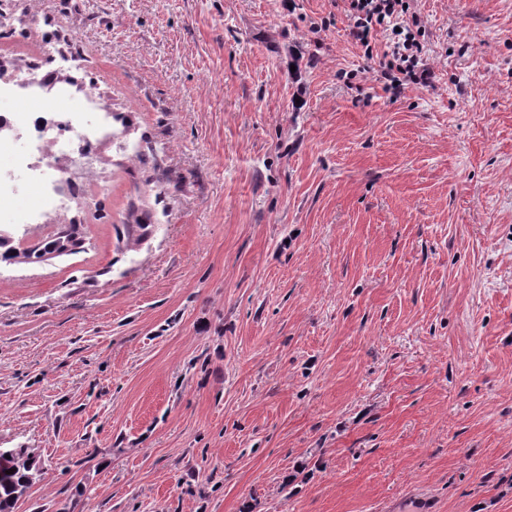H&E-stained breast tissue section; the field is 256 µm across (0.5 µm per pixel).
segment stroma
Wrapping results in <instances>:
<instances>
[{
	"label": "stroma",
	"mask_w": 512,
	"mask_h": 512,
	"mask_svg": "<svg viewBox=\"0 0 512 512\" xmlns=\"http://www.w3.org/2000/svg\"><path fill=\"white\" fill-rule=\"evenodd\" d=\"M413 4L394 95L343 0H10L111 131L0 262L17 512H512V0ZM75 244V226L71 224L68 228L60 231L53 239L47 241L42 248L40 257L44 254H62L70 250ZM10 469H14L13 474H6ZM39 472L36 455L30 448H0V512H16L18 502Z\"/></svg>",
	"instance_id": "stroma-1"
}]
</instances>
